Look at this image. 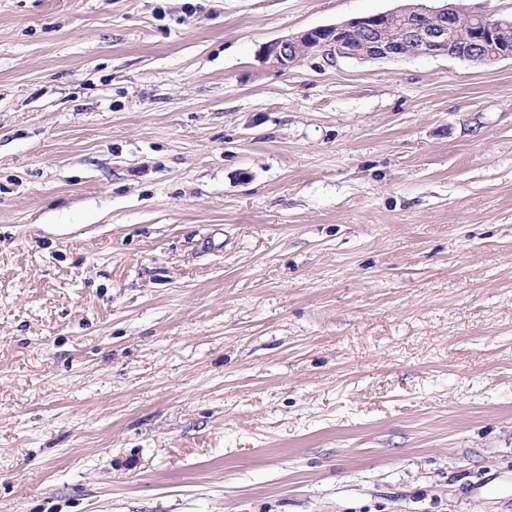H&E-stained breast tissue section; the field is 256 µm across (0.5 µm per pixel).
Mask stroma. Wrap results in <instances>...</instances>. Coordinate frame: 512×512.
<instances>
[{
    "mask_svg": "<svg viewBox=\"0 0 512 512\" xmlns=\"http://www.w3.org/2000/svg\"><path fill=\"white\" fill-rule=\"evenodd\" d=\"M402 0H0V512H512V59L262 64Z\"/></svg>",
    "mask_w": 512,
    "mask_h": 512,
    "instance_id": "obj_1",
    "label": "stroma"
}]
</instances>
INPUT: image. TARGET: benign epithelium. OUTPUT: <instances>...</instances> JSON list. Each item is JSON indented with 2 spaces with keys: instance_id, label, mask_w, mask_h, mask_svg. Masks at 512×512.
<instances>
[{
  "instance_id": "benign-epithelium-1",
  "label": "benign epithelium",
  "mask_w": 512,
  "mask_h": 512,
  "mask_svg": "<svg viewBox=\"0 0 512 512\" xmlns=\"http://www.w3.org/2000/svg\"><path fill=\"white\" fill-rule=\"evenodd\" d=\"M458 15V10L448 4L441 8L416 4L412 7V20L398 40L387 37L391 13L382 12L271 40L263 46L261 60L274 69L285 71L315 52L359 60L448 55L481 64L512 58L511 20L468 11L475 30L473 37L460 47L456 38Z\"/></svg>"
}]
</instances>
